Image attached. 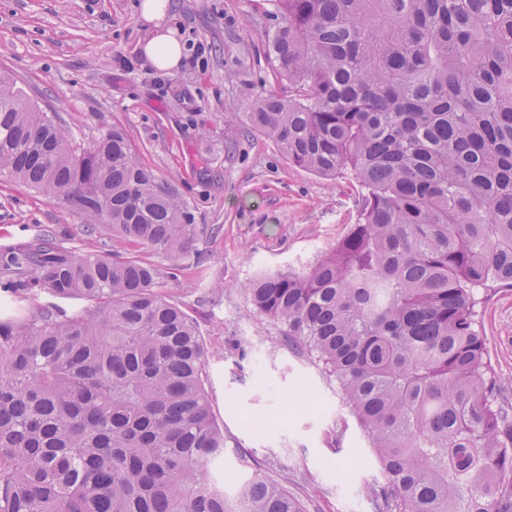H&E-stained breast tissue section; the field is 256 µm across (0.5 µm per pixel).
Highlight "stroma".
I'll return each instance as SVG.
<instances>
[{
    "label": "stroma",
    "instance_id": "obj_1",
    "mask_svg": "<svg viewBox=\"0 0 512 512\" xmlns=\"http://www.w3.org/2000/svg\"><path fill=\"white\" fill-rule=\"evenodd\" d=\"M165 24L182 45L204 43L196 66L148 67L141 0H0V72L90 145L122 127L142 162L176 184L208 234L181 269L152 250L162 292L196 318L208 347V389L224 430L211 477L226 492L262 470L304 512H374L383 478L336 383L288 347L244 286L257 273L313 264L356 219L354 176L289 164L249 129L253 101L282 91L269 63L277 24L268 0H172ZM53 231L77 254L128 252L108 226L87 229L62 200L0 179V248ZM476 328L512 404V288L478 291Z\"/></svg>",
    "mask_w": 512,
    "mask_h": 512
}]
</instances>
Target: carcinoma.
Here are the masks:
<instances>
[{
    "mask_svg": "<svg viewBox=\"0 0 512 512\" xmlns=\"http://www.w3.org/2000/svg\"><path fill=\"white\" fill-rule=\"evenodd\" d=\"M271 2L288 88L248 124L359 190L336 244L250 302L335 378L383 475L377 512H512V418L474 320L475 291L512 288V0ZM4 175L173 264L208 231L121 128L86 147L0 75ZM159 278L51 234L0 251L4 297L51 296L0 311V512H303L258 470L231 495L207 476L224 456L208 351Z\"/></svg>",
    "mask_w": 512,
    "mask_h": 512,
    "instance_id": "obj_1",
    "label": "carcinoma"
}]
</instances>
